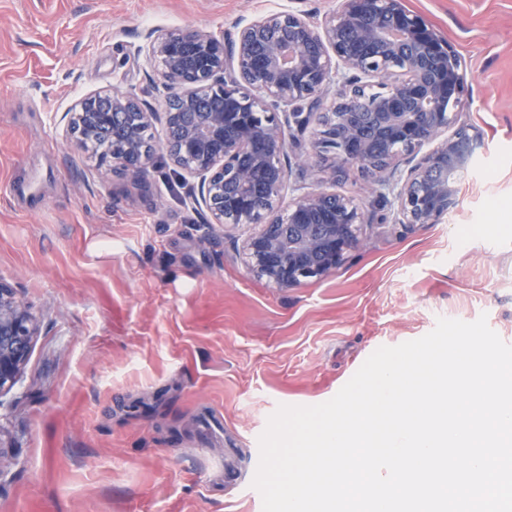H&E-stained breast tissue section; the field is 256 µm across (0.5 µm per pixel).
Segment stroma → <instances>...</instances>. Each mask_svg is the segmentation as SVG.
Wrapping results in <instances>:
<instances>
[{
  "label": "stroma",
  "instance_id": "1",
  "mask_svg": "<svg viewBox=\"0 0 512 512\" xmlns=\"http://www.w3.org/2000/svg\"><path fill=\"white\" fill-rule=\"evenodd\" d=\"M456 50L458 122L482 134L459 205L397 223L359 170L362 244L334 271L278 288L247 269L253 224H214L176 168L165 123L133 184L73 145L66 114L118 87L165 105L146 31L216 34L271 11L321 23L342 0H0V280L39 332L0 395V512H262L258 438L279 405L331 399L379 347L438 318L487 315L512 344V0H401ZM320 113L288 140L286 198ZM223 434H198L202 414Z\"/></svg>",
  "mask_w": 512,
  "mask_h": 512
}]
</instances>
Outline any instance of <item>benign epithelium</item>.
<instances>
[{"label":"benign epithelium","mask_w":512,"mask_h":512,"mask_svg":"<svg viewBox=\"0 0 512 512\" xmlns=\"http://www.w3.org/2000/svg\"><path fill=\"white\" fill-rule=\"evenodd\" d=\"M146 51L159 62L169 90L198 114L176 148H166L175 166L199 179V197L215 224H261L244 244L257 277L279 288L320 278L359 246L365 223L354 198L314 189L278 214L289 171L281 156L287 133L305 126L304 106L329 100L313 143L333 162L318 169V181H334L355 165L377 187L395 190L402 224H436L459 203L460 174L471 163L481 133L465 126L454 133L466 78L460 61L423 20L399 0H344L343 9L318 27L306 18L274 11L233 36L174 28L146 35ZM383 86L366 92L368 83ZM175 113L158 111L133 95L114 90L79 101L71 125L86 146L102 128L125 125L129 138L102 154L113 168L137 181L151 153L136 165L137 135ZM429 145L420 159L415 151ZM409 164L402 185L390 175ZM318 215L326 224H315ZM0 394L13 388L37 326L14 290L0 281Z\"/></svg>","instance_id":"benign-epithelium-1"}]
</instances>
